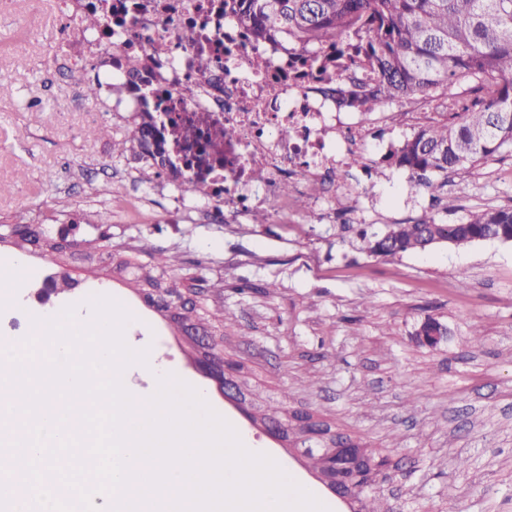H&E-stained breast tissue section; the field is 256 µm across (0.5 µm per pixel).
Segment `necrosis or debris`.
<instances>
[{
    "label": "necrosis or debris",
    "instance_id": "4bbe7bcc",
    "mask_svg": "<svg viewBox=\"0 0 512 512\" xmlns=\"http://www.w3.org/2000/svg\"><path fill=\"white\" fill-rule=\"evenodd\" d=\"M98 4L63 0L62 64L77 81L85 63L95 61L104 86L126 91L112 105L116 112L139 114L140 90L156 89L169 197L189 178L206 207L223 211L225 223L261 209L278 224L292 207L284 185L300 190L318 181L328 189L314 199L324 223L381 222L354 183L340 178L349 156L365 147L367 121L337 111L335 97L326 93L328 80L302 69V52L281 38L251 42L230 0H109L107 22L86 31L81 17ZM186 26L197 33L190 44L180 38ZM130 54L140 58L137 70L123 64ZM202 57L210 60L211 73L200 84L195 70ZM189 125L202 138L182 139L180 130ZM284 126L291 132L285 139L278 134ZM218 128L223 137H215Z\"/></svg>",
    "mask_w": 512,
    "mask_h": 512
}]
</instances>
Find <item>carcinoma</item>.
<instances>
[{"label": "carcinoma", "mask_w": 512, "mask_h": 512, "mask_svg": "<svg viewBox=\"0 0 512 512\" xmlns=\"http://www.w3.org/2000/svg\"><path fill=\"white\" fill-rule=\"evenodd\" d=\"M239 22L256 42L282 37L308 52L311 67L330 70L336 81L370 68L377 84L351 94L342 104L364 114L413 99L437 103L445 120L424 125L388 160L406 169L430 195L442 203L447 181L432 175L469 169L512 147V0H241ZM141 121L128 139L144 145L154 133L155 117L148 94H143ZM78 229L72 224L54 235L43 234L41 248L52 255L63 249L58 237ZM359 249L378 257L423 252L427 239L456 247L494 238L512 242V206L489 207L468 214L456 224L435 216L399 223L382 232L360 229ZM133 268L136 290L148 305L157 293L167 299L156 307L171 314L176 327L206 322L213 329V347L224 343L222 310L200 312L184 300L183 281L170 274L171 264L157 258L148 264L119 262L120 272ZM378 460L366 472L347 471L362 489L352 499L351 512H388L377 494L381 469L389 457L371 451Z\"/></svg>", "instance_id": "obj_1"}]
</instances>
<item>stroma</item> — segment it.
Masks as SVG:
<instances>
[{
  "instance_id": "obj_1",
  "label": "stroma",
  "mask_w": 512,
  "mask_h": 512,
  "mask_svg": "<svg viewBox=\"0 0 512 512\" xmlns=\"http://www.w3.org/2000/svg\"><path fill=\"white\" fill-rule=\"evenodd\" d=\"M60 22L57 0H0V225L75 223L88 238L137 246L140 261L167 257L176 275L223 283L216 303L234 315L224 356L242 364L245 392L389 449L394 465L380 489L393 512H512V242L381 258L300 209L291 224L252 215L228 224L210 208L174 212L168 198L128 179L134 118L53 71ZM93 128L109 134L90 137ZM407 180L396 168L387 179L361 178L357 191L393 220L454 224L512 205V152L449 174L450 211ZM19 264L32 281L62 266L88 295L119 301L135 316L133 342L202 384L212 406L317 490L330 512H349L307 459L220 396L197 370L195 349L111 264L91 268L77 256L59 264L0 243V271ZM428 316L449 330L433 347L415 337ZM465 456L472 467L456 475Z\"/></svg>"
}]
</instances>
